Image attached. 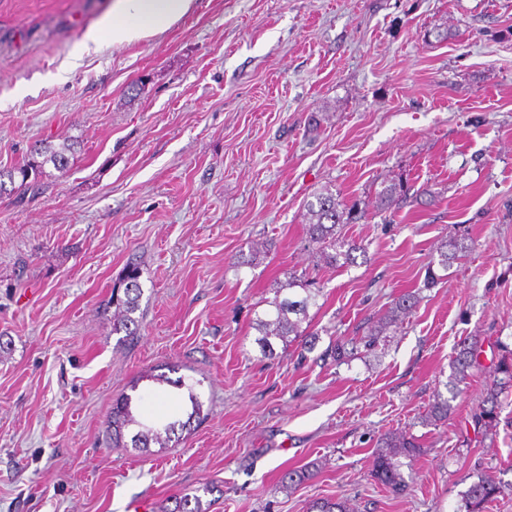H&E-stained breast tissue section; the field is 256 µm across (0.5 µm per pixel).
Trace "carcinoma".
<instances>
[{
  "instance_id": "1",
  "label": "carcinoma",
  "mask_w": 512,
  "mask_h": 512,
  "mask_svg": "<svg viewBox=\"0 0 512 512\" xmlns=\"http://www.w3.org/2000/svg\"><path fill=\"white\" fill-rule=\"evenodd\" d=\"M74 150L71 144L59 148L51 144H39L30 151V157L22 166L13 169L21 177V185L38 190L44 180L51 176L46 165L52 164L58 172L65 171L70 164L69 153ZM403 183L392 182L386 185L376 197V208L385 210L391 207L402 191ZM360 211L357 203L347 204L338 195L326 189L315 195V201L308 204L307 235L309 241L317 246L318 259L324 263L342 267L356 263L358 257L366 256L367 248L347 240L342 235V227L358 218ZM464 242L454 240L445 242L438 249V266L446 271L452 263L465 252ZM140 271L130 266L125 271L123 289H112L109 304L112 311V333L124 334L126 337L139 333L140 320L133 317L140 308L142 288L139 283ZM316 295L299 277L291 274L286 283L274 289V297L266 301V309L256 316L254 326L258 336L254 339L259 352L264 358L276 355L275 344L281 343L282 351L295 348L300 361L307 360V355L314 352L319 341L318 334L309 333L301 324L309 319V308L315 304ZM418 303V297L412 292L404 293L393 299L387 313L377 321L365 326L364 335L358 338H337L329 343L318 356L321 361H331L340 366L348 363L359 348L368 352L375 351L390 327L397 324L399 318L409 314ZM502 354L493 368V384L486 389L472 419L475 425L485 430L493 429L503 409L501 396L512 388V349L506 344L500 345ZM480 350L477 339L463 341L456 351L451 363V375L447 386L449 391L469 376L468 370L477 364ZM159 383H170L177 389L187 391L191 410L186 412V419H176L163 423L154 420L145 424L134 417L131 411L132 397L124 396L112 406V442L124 443L125 429L133 426L136 432L131 436V447L147 452L151 445L163 449L172 441V437L191 430L193 425L201 424L205 419L203 403L183 378L171 379L164 374L155 377ZM451 405L448 399L437 395L429 409V418L433 421L448 418ZM419 445L415 438L405 434L389 436L380 440L372 453L370 461L371 476L380 485L397 493L405 487L404 478L399 470L396 458L411 457L417 453ZM203 494L184 493L170 498L158 506V512H209L212 501L203 500V495L211 494L214 487L205 486ZM503 491V485L491 476H481L464 494L466 512H481L483 504L495 500ZM310 512H348L346 503L341 500L321 499L313 502Z\"/></svg>"
}]
</instances>
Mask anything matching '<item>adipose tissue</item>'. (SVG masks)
<instances>
[{
	"label": "adipose tissue",
	"instance_id": "adipose-tissue-1",
	"mask_svg": "<svg viewBox=\"0 0 512 512\" xmlns=\"http://www.w3.org/2000/svg\"><path fill=\"white\" fill-rule=\"evenodd\" d=\"M194 0H112L110 14L90 31L86 44H132L168 31L193 8Z\"/></svg>",
	"mask_w": 512,
	"mask_h": 512
}]
</instances>
